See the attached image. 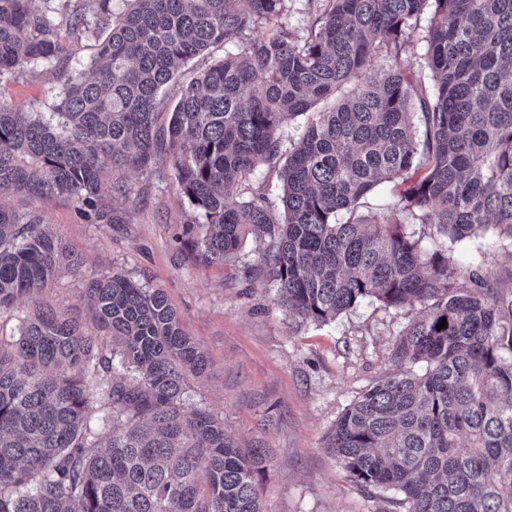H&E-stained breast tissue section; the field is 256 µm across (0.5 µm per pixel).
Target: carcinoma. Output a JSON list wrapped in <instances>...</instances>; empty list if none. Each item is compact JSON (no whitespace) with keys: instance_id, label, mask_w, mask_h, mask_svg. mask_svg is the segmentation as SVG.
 <instances>
[{"instance_id":"obj_1","label":"carcinoma","mask_w":512,"mask_h":512,"mask_svg":"<svg viewBox=\"0 0 512 512\" xmlns=\"http://www.w3.org/2000/svg\"><path fill=\"white\" fill-rule=\"evenodd\" d=\"M94 2L107 34L91 76L75 78L50 11L0 0V76L40 64L64 83L48 117L0 102V195L64 196L123 224L105 175L163 155L204 217L207 261H235L250 233L271 239L261 272L288 315L328 323L366 298L419 306L391 371L342 411L327 448L402 512H512V271L428 254L400 221L454 240L492 226L512 241V0H323L301 39L279 22L283 0H125L117 17L112 0ZM429 7L422 73L401 56ZM260 24L268 32L250 36ZM218 45L221 58L181 79ZM300 116L285 153L278 131ZM259 164L280 181L277 213L262 192H233ZM386 182L392 219L337 222ZM62 258L81 264L0 205V310L42 293ZM84 297L112 356L47 304L0 349V512H265L264 452L238 447L207 409L186 417L185 380L208 359L163 290L116 271ZM98 403L112 410L105 444L89 423Z\"/></svg>"}]
</instances>
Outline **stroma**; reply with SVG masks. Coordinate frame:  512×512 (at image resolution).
<instances>
[{
    "label": "stroma",
    "instance_id": "stroma-1",
    "mask_svg": "<svg viewBox=\"0 0 512 512\" xmlns=\"http://www.w3.org/2000/svg\"><path fill=\"white\" fill-rule=\"evenodd\" d=\"M86 24L67 60L87 74L99 24L93 0H72ZM60 83L48 68L28 66L0 76V100L33 112H53ZM106 197L127 215L123 224L85 218L65 197L0 198L18 214L40 218L66 247L80 253L79 270L60 266L42 298L62 316L88 319L85 285L118 271L163 289L182 328L205 352L209 366L188 377L186 411L203 408L224 420L244 448H263L269 467L258 479L266 512H388L391 492L368 497L324 447L341 412L391 366L389 352L412 307L388 308L369 298L326 324L295 323L272 284L247 277L271 241L245 238L236 266L204 260L203 223L176 189L166 158L148 170L108 174ZM427 250L444 249L460 266L512 269V241L487 229L455 241L406 221Z\"/></svg>",
    "mask_w": 512,
    "mask_h": 512
}]
</instances>
